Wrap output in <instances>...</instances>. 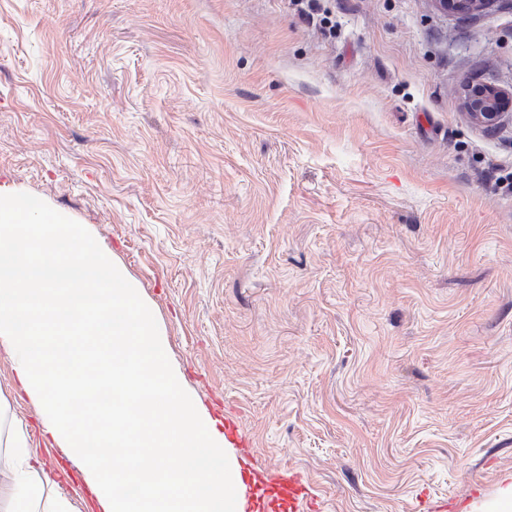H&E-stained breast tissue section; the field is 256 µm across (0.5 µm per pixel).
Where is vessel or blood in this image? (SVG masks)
<instances>
[{"mask_svg":"<svg viewBox=\"0 0 512 512\" xmlns=\"http://www.w3.org/2000/svg\"><path fill=\"white\" fill-rule=\"evenodd\" d=\"M249 479L255 493L269 501L273 512H314L316 508L302 475L293 469L273 475L254 468L249 472Z\"/></svg>","mask_w":512,"mask_h":512,"instance_id":"obj_1","label":"vessel or blood"}]
</instances>
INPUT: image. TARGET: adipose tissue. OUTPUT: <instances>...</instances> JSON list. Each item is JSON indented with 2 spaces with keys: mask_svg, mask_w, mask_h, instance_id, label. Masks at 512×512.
Here are the masks:
<instances>
[{
  "mask_svg": "<svg viewBox=\"0 0 512 512\" xmlns=\"http://www.w3.org/2000/svg\"><path fill=\"white\" fill-rule=\"evenodd\" d=\"M0 475L9 482L8 512H72L70 502L54 494L52 482L33 453L27 424L0 397Z\"/></svg>",
  "mask_w": 512,
  "mask_h": 512,
  "instance_id": "1",
  "label": "adipose tissue"
}]
</instances>
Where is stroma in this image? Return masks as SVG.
I'll return each instance as SVG.
<instances>
[{
  "label": "stroma",
  "mask_w": 512,
  "mask_h": 512,
  "mask_svg": "<svg viewBox=\"0 0 512 512\" xmlns=\"http://www.w3.org/2000/svg\"><path fill=\"white\" fill-rule=\"evenodd\" d=\"M512 0H0V193L139 285L236 461L320 512H456L512 479ZM0 395L98 512L0 344ZM464 98L471 117L489 126L497 124L504 113L503 109L512 104V93L498 90L487 83L467 85Z\"/></svg>",
  "instance_id": "1"
}]
</instances>
